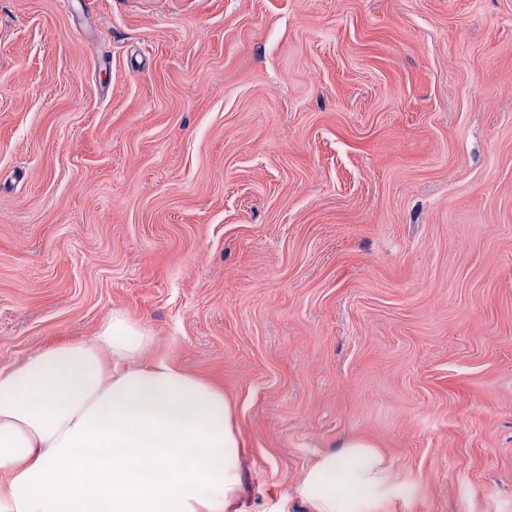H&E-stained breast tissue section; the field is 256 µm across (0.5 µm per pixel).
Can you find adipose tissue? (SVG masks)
Returning a JSON list of instances; mask_svg holds the SVG:
<instances>
[{"label":"adipose tissue","instance_id":"ef3b65f1","mask_svg":"<svg viewBox=\"0 0 512 512\" xmlns=\"http://www.w3.org/2000/svg\"><path fill=\"white\" fill-rule=\"evenodd\" d=\"M116 311L94 336L0 368V512H248L234 407ZM390 467L351 438L266 512H378Z\"/></svg>","mask_w":512,"mask_h":512}]
</instances>
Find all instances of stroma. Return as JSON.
Masks as SVG:
<instances>
[{
	"label": "stroma",
	"instance_id": "35a3bbf8",
	"mask_svg": "<svg viewBox=\"0 0 512 512\" xmlns=\"http://www.w3.org/2000/svg\"><path fill=\"white\" fill-rule=\"evenodd\" d=\"M512 0H0V366L112 311L233 402L262 512H512ZM339 448L322 454L303 472L295 500L308 512H378L392 490L386 457L360 438L345 440ZM351 485L365 494L348 493Z\"/></svg>",
	"mask_w": 512,
	"mask_h": 512
}]
</instances>
